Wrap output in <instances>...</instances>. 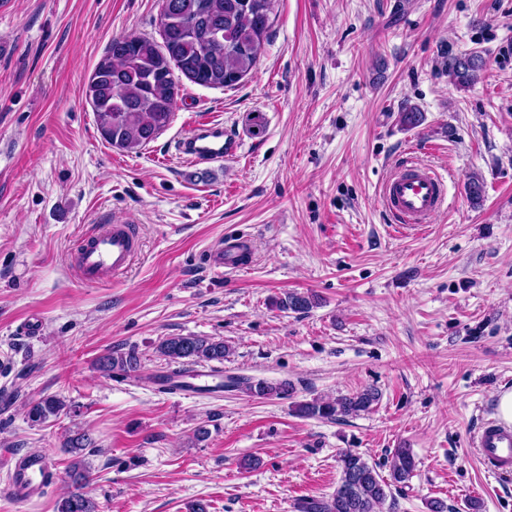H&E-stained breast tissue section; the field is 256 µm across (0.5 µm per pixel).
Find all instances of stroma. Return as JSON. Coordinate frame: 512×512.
<instances>
[{
	"label": "stroma",
	"instance_id": "obj_1",
	"mask_svg": "<svg viewBox=\"0 0 512 512\" xmlns=\"http://www.w3.org/2000/svg\"><path fill=\"white\" fill-rule=\"evenodd\" d=\"M160 9L0 0V462L42 453L52 472L33 503L0 476V512H56L77 427L96 442L99 512H298L333 492L338 451L381 464L401 446L417 469L397 512H512V472L490 475L475 442L512 390V0H277L257 68L228 88L180 79L171 124L126 152L102 137L86 87L113 37L158 38ZM471 52L484 71L461 87L448 61ZM409 110L419 126L400 124ZM202 117L242 137L238 158L176 155ZM412 155L447 175L448 208L397 234L381 188ZM126 220L139 241L127 274L83 284L80 235ZM222 237L251 241L244 270L207 266ZM290 292L320 303L273 307ZM178 334L223 338L224 375L293 393L165 392L176 367L156 347ZM132 346L135 375L98 370ZM369 386L381 398L361 415L293 412ZM47 395L76 414L31 425L24 404Z\"/></svg>",
	"mask_w": 512,
	"mask_h": 512
}]
</instances>
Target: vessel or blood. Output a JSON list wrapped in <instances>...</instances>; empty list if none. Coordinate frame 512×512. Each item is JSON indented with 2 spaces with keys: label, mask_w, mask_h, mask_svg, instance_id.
I'll return each instance as SVG.
<instances>
[{
  "label": "vessel or blood",
  "mask_w": 512,
  "mask_h": 512,
  "mask_svg": "<svg viewBox=\"0 0 512 512\" xmlns=\"http://www.w3.org/2000/svg\"><path fill=\"white\" fill-rule=\"evenodd\" d=\"M177 150L194 164L213 165L237 158L242 143L238 136L225 129L222 122L201 120L176 142ZM382 201L391 214L396 231L420 230L447 203V179L433 165L410 159L386 179ZM135 252V239L126 224H115L83 236L77 250L79 278L90 285L115 282L129 268ZM208 261L216 272L241 269L240 243L218 240L208 251ZM215 371H193L171 376L173 384L186 392L212 391L218 379ZM482 463L488 473L499 474L512 470V428L488 422L478 433ZM50 466L40 454L19 458L10 471L12 489L20 500L39 495L47 484Z\"/></svg>",
  "instance_id": "b4317fda"
}]
</instances>
